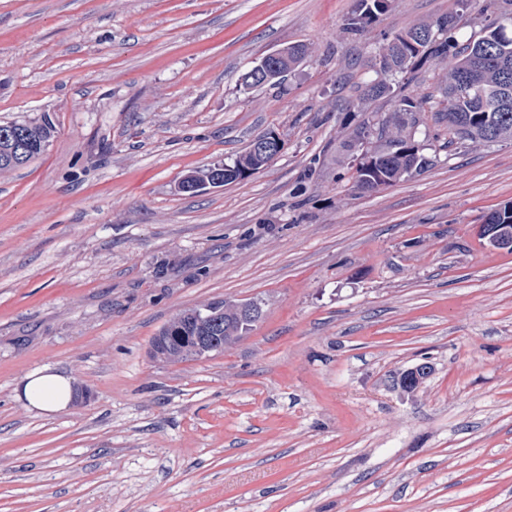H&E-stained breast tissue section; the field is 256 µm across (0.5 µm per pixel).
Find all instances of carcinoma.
Here are the masks:
<instances>
[{"mask_svg":"<svg viewBox=\"0 0 512 512\" xmlns=\"http://www.w3.org/2000/svg\"><path fill=\"white\" fill-rule=\"evenodd\" d=\"M391 6V0H356L345 31L357 35L376 22ZM457 15L450 13L434 22H424L398 33L380 46L377 56L391 63L373 62L374 77L364 83L363 99L377 100L394 94V81L408 79L428 57L450 61L439 76L437 94L426 98L403 96L393 111L380 115L364 114L346 148L353 155V184L363 181L368 190L391 186L418 174L431 165L423 145L415 139L417 115L429 110L435 122L448 123V146L464 151L473 144L512 140V14L494 17L478 36L458 43L451 35ZM313 51L312 45L288 46V57L277 62L275 78L266 86L283 83L292 70ZM53 133V123L45 115L39 122L0 124V171L23 167L41 154ZM266 164L263 156L246 150L227 163L242 174H255ZM238 302L220 300L197 308L219 312L212 336L224 348L242 336L243 325ZM165 337L158 348V359L183 362L200 358L191 341L189 321L177 315L161 328Z\"/></svg>","mask_w":512,"mask_h":512,"instance_id":"obj_1","label":"carcinoma"}]
</instances>
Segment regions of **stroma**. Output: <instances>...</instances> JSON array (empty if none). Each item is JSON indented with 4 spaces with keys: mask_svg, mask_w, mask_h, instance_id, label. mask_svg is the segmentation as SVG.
Here are the masks:
<instances>
[{
    "mask_svg": "<svg viewBox=\"0 0 512 512\" xmlns=\"http://www.w3.org/2000/svg\"><path fill=\"white\" fill-rule=\"evenodd\" d=\"M486 0H0V122L49 115L0 172V512H512V249L479 236L512 200V141L450 151L374 192L342 144L384 37ZM314 53L243 92L265 54ZM276 134L251 177L191 171ZM259 299L223 352L169 363L182 311ZM431 372L413 393L400 372ZM49 368L86 398L43 414L17 388ZM355 2V8L344 28L345 31L353 35L360 34L376 22L392 3L391 0H356ZM285 52H287V48L276 50L263 56V58L260 61H265V65L255 67V69L249 73V78L254 80L263 77L265 74H269L268 65H270L272 69H275L276 65L274 64V62L283 54H285ZM306 52L313 53V48L311 44L305 43L300 46L294 44L289 45L287 59L284 61L277 62V69L275 72V75L277 77H274L273 79L269 80L264 84H254L252 81L249 80L247 76L248 71H246L241 76L240 89L248 93L250 92V90L257 88H263L266 86L274 88L277 85H281L285 78L288 76V73H290L292 70L298 67L299 64L305 60Z\"/></svg>",
    "mask_w": 512,
    "mask_h": 512,
    "instance_id": "stroma-1",
    "label": "stroma"
}]
</instances>
